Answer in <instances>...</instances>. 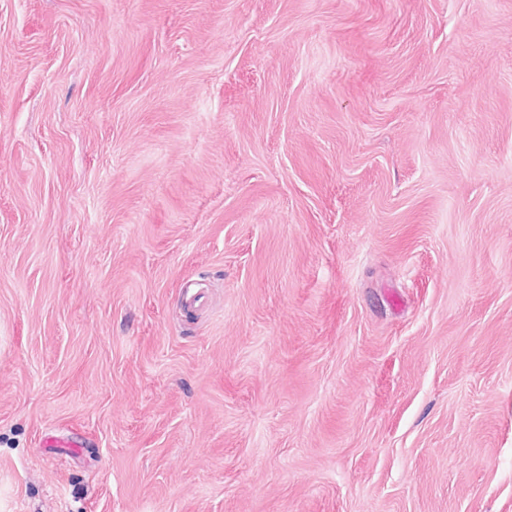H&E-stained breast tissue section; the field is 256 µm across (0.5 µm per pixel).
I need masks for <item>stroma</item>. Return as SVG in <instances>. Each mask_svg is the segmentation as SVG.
<instances>
[{"label":"stroma","instance_id":"stroma-1","mask_svg":"<svg viewBox=\"0 0 512 512\" xmlns=\"http://www.w3.org/2000/svg\"><path fill=\"white\" fill-rule=\"evenodd\" d=\"M0 512H512V0H0Z\"/></svg>","mask_w":512,"mask_h":512}]
</instances>
